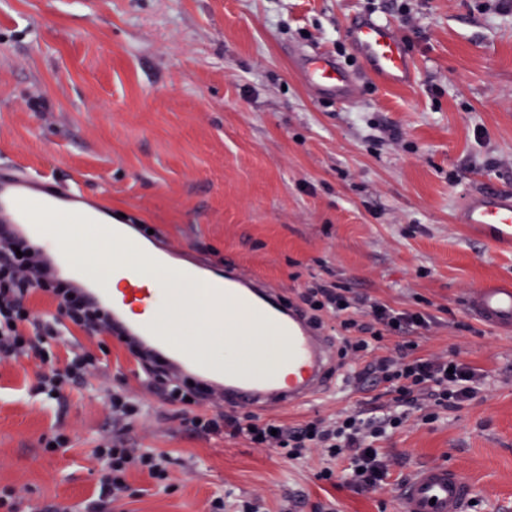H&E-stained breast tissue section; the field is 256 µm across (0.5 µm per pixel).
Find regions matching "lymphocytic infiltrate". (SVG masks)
Here are the masks:
<instances>
[{
    "label": "lymphocytic infiltrate",
    "instance_id": "obj_1",
    "mask_svg": "<svg viewBox=\"0 0 512 512\" xmlns=\"http://www.w3.org/2000/svg\"><path fill=\"white\" fill-rule=\"evenodd\" d=\"M36 293L56 301V315L41 317L29 310L27 300ZM301 300L315 321H322L327 313L335 317L341 355L365 360L357 380L382 388L386 404L353 408L300 426L209 413L205 407L217 397L210 386L176 375L135 342H128L127 347L140 359L148 388L160 391L169 403L197 406V413L185 420L193 430L243 436L255 447L274 449L291 460L318 453L326 461L316 474L318 481L334 485L342 479L358 490L383 489L388 463L380 441L404 425L410 410H418L422 422L432 423L441 413L459 409L481 393L485 376L456 358L416 355L415 335L435 322L428 312L396 309L336 283H312ZM74 327L89 336H108L112 320L104 310L89 305L82 289L61 277L23 237L13 233L1 237L0 362L22 358L37 362L41 393L64 395L98 368L97 358L83 350L71 351L65 362H58L54 348ZM389 335L402 337L403 342L385 353L381 347ZM94 456L99 479L92 512H110L112 504L125 498L131 472L148 474L161 484L170 479L167 456L146 448H129L105 439L96 446ZM342 461L348 464L343 473L336 469Z\"/></svg>",
    "mask_w": 512,
    "mask_h": 512
}]
</instances>
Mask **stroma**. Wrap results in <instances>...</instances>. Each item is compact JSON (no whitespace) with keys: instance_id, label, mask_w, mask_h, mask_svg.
Here are the masks:
<instances>
[{"instance_id":"35a3bbf8","label":"stroma","mask_w":512,"mask_h":512,"mask_svg":"<svg viewBox=\"0 0 512 512\" xmlns=\"http://www.w3.org/2000/svg\"><path fill=\"white\" fill-rule=\"evenodd\" d=\"M409 14H401V3ZM389 21L416 80L361 83L354 105L316 97L294 66L311 49L358 72L350 20ZM64 182L209 266L264 280L285 301L336 279L438 324L418 355L487 375L482 392L430 425L381 441L395 458L382 492L333 488L319 457L291 461L245 437L197 434L141 385L117 337L79 336L99 369L62 401L36 392L35 365L0 363V492L21 512H90L92 451L104 437L165 454L173 486L134 472L112 512H224L258 495L269 512L332 500L338 512H396L392 488L427 463L460 470L472 512H512V333L473 325L465 300L512 280L499 252L453 214L469 193L512 190V0H0V162ZM139 417L117 424L108 390ZM346 386L275 413L295 425L369 402ZM67 451H46L54 433Z\"/></svg>"}]
</instances>
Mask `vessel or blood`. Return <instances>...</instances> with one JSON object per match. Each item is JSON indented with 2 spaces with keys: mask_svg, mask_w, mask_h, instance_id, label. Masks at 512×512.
<instances>
[{
  "mask_svg": "<svg viewBox=\"0 0 512 512\" xmlns=\"http://www.w3.org/2000/svg\"><path fill=\"white\" fill-rule=\"evenodd\" d=\"M347 39L371 77L387 86L412 85L414 59L389 23L368 17L353 20ZM296 70L302 82L318 95L346 105L357 99L355 76L322 52L304 53ZM110 212L106 200L88 201L79 188L61 187L49 177L21 173L11 164L0 166V224L10 231L39 234L45 247L61 252L65 245L55 241L48 226L65 214L81 224H109L113 239L154 261H163L162 253L133 235L131 225L110 224ZM455 221L479 229L491 246L512 249V192L488 189L468 195L459 204ZM174 273L203 279L211 300L249 311L277 340V363L254 367V360L265 355V348L244 341L235 332L226 335L230 358L196 356L193 348L168 334L171 297L155 301L156 318L138 321L128 317L127 309L144 300L142 289L131 288L118 296L111 289L90 285L86 298L90 304L111 311L115 333L131 337L178 371L221 391L225 405H246L265 412L296 409L327 390L337 360L336 341L301 309L280 301L263 281L230 270L210 274L205 268L192 266L175 268ZM467 310L483 326L512 328V283L478 287L467 299ZM474 495L472 484L458 470L444 464H425L399 485L397 510L469 512Z\"/></svg>",
  "mask_w": 512,
  "mask_h": 512,
  "instance_id": "obj_1",
  "label": "vessel or blood"
}]
</instances>
